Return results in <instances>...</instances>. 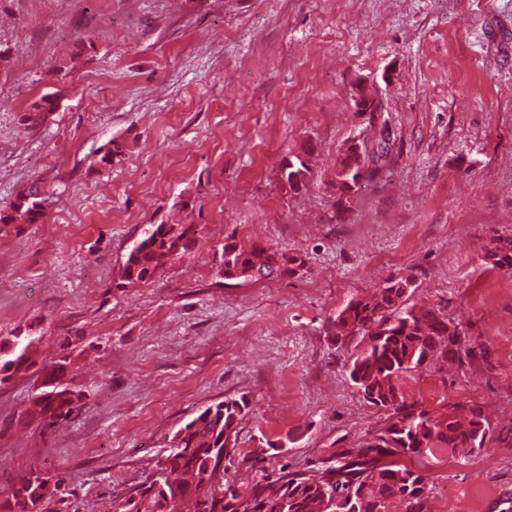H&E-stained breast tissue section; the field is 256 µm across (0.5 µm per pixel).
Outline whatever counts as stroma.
<instances>
[{"label": "stroma", "mask_w": 512, "mask_h": 512, "mask_svg": "<svg viewBox=\"0 0 512 512\" xmlns=\"http://www.w3.org/2000/svg\"><path fill=\"white\" fill-rule=\"evenodd\" d=\"M360 79L378 111H355ZM114 139L128 154L98 167ZM353 139L379 173L341 206ZM305 146L314 178L292 191L280 164ZM34 183L42 223L0 224V342L28 336L35 360L0 384V502L39 467L65 480L45 512H107L180 427L241 397V494L366 443L388 413L329 324L409 276L410 304L472 352L413 371L405 397L477 406L491 430L429 460V512H512V271L486 258L512 235V0H0V209ZM174 221L194 250L122 285L143 228ZM228 242L304 264L229 284ZM58 361L90 398L46 430L27 408ZM361 170L362 168L358 155L352 147L348 148L347 153L344 156H341L340 160L338 161L336 168V177L338 180L335 179L332 187L335 190H343L344 186H346L344 179H352L355 181Z\"/></svg>", "instance_id": "35a3bbf8"}]
</instances>
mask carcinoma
<instances>
[{
  "mask_svg": "<svg viewBox=\"0 0 512 512\" xmlns=\"http://www.w3.org/2000/svg\"><path fill=\"white\" fill-rule=\"evenodd\" d=\"M99 164L110 167L122 160L126 144L113 139L103 146ZM310 152L294 153L283 160L281 183L291 190L305 186L312 176L305 159ZM361 163L353 148L340 158L337 180L332 187L342 190L346 180L356 179ZM43 199L38 184L0 209V224H37L43 218ZM196 245L192 224H151L130 251L122 268L126 285L148 282L172 260L190 253ZM490 263L512 270V236L499 237L489 250ZM298 257L271 252L253 244L246 248L224 244L226 280L239 278V270L250 267L265 275L291 274L301 267ZM410 278L390 279L372 294L351 299L333 320L336 346L349 353L346 367L352 383L362 389L365 400L389 411L387 424L366 444L344 449L323 461L314 473H265L246 499L240 498L230 480L224 479L221 450L236 440L237 426L249 408L246 398L221 401L201 411L178 430L180 441L164 454L166 490L179 495L189 512H318L321 499L328 498V512H387L399 499L406 512H425L431 488L419 468H411L403 457L422 460L451 454L466 458L485 448L490 427L476 407L454 405L443 412L428 411L409 403L402 381L413 371L433 361H462L469 349L460 348L452 337L461 332L448 316L434 309L408 305ZM33 342L15 336L9 350L0 348V383L21 370L32 359ZM75 388L67 379L66 364L48 367L39 397L30 403L32 417L52 426L74 409ZM43 471H30L13 486L0 505L8 512H43L47 498L40 492ZM166 498L154 495L139 503L129 499L116 512H166Z\"/></svg>",
  "mask_w": 512,
  "mask_h": 512,
  "instance_id": "carcinoma-1",
  "label": "carcinoma"
}]
</instances>
